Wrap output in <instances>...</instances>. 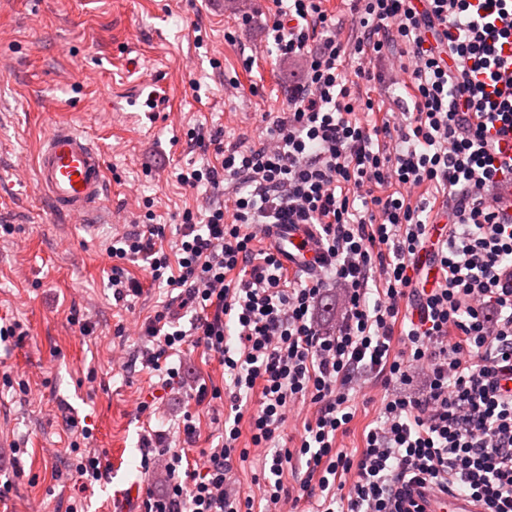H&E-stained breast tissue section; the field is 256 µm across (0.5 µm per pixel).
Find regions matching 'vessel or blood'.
<instances>
[{
	"mask_svg": "<svg viewBox=\"0 0 512 512\" xmlns=\"http://www.w3.org/2000/svg\"><path fill=\"white\" fill-rule=\"evenodd\" d=\"M106 162L102 150L69 124L57 121L49 129L36 157L35 179L54 207L66 214H81L98 207L106 192ZM268 240L286 265L307 272L319 269L323 252L305 224H276ZM427 512H475L462 494L429 498Z\"/></svg>",
	"mask_w": 512,
	"mask_h": 512,
	"instance_id": "vessel-or-blood-1",
	"label": "vessel or blood"
}]
</instances>
